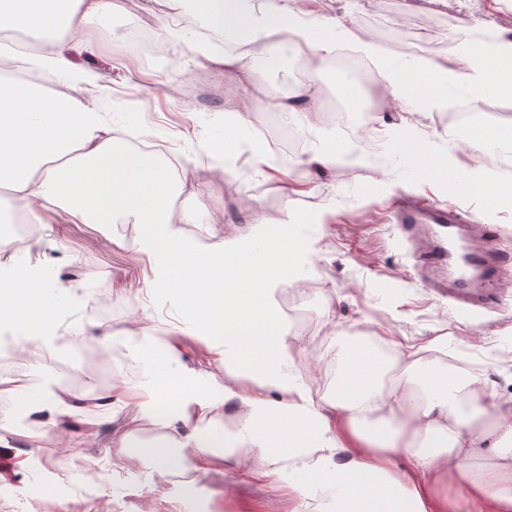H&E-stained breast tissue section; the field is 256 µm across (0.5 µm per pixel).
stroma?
Instances as JSON below:
<instances>
[{"instance_id":"stroma-1","label":"stroma","mask_w":512,"mask_h":512,"mask_svg":"<svg viewBox=\"0 0 512 512\" xmlns=\"http://www.w3.org/2000/svg\"><path fill=\"white\" fill-rule=\"evenodd\" d=\"M114 3L110 15L72 38L79 62L98 72L111 89L105 99L94 87L88 96L100 101L118 136L156 140L178 168L196 171V178L183 184L181 205L198 209L207 234L198 236L190 224L181 225V233L209 251L225 238L250 235L254 227L245 217L253 211L269 225L286 216L308 225L313 254L306 281L315 290L283 285L274 295L276 305L301 310L306 317L294 373L320 380L343 345L369 331L416 345L444 335L448 359L483 364V377L495 385L502 400L512 403V266L503 271L488 308L462 311L427 289L434 276L427 262L428 243L405 232L391 217L402 194L451 203L452 192L433 181L409 177L395 155L363 171L305 168L295 182L252 166L244 154L235 165H225L223 151L212 142L213 131L232 112L256 124L272 105V90L289 92L299 75L309 74L308 63L295 56L285 70L256 78L243 92L233 73L209 62V54H223L224 48L218 33H206L205 22L190 24L189 17L196 12L190 0L178 9L171 0ZM293 6L346 19L357 34L380 43L385 32L378 29L379 21L410 26L411 37L426 42V55L461 72L466 66L454 45L459 35L512 36V0H293ZM165 21L182 30L185 41L171 40L161 27ZM134 30L149 31L163 47V55L144 59L131 50L127 40ZM199 45L207 47V55L196 53ZM384 85L375 63L358 83L365 99L375 102L383 137L412 132L437 146H449L461 161L480 160L482 150L472 139L449 141L444 111L402 107L384 98ZM215 173L221 176L215 190L201 195L199 179ZM46 219L38 257L24 250L11 262L48 270L46 287L61 304L67 335L76 339L61 351L72 369H82L89 353L109 356L121 350L122 337L137 329L171 336L184 367L205 373L214 385L241 382V375L219 361L208 339L177 331V310L156 292L152 265L138 249L137 224H127L125 233L119 234L103 224H71L53 212ZM103 288L112 298V322L101 336L96 332L99 318L89 308ZM81 395L94 402L93 409L73 410L82 416V428L42 413L0 435L12 463L8 472L0 473V488L21 493L34 478L45 485L43 503L24 506L22 512H57L53 483L72 463L64 454L68 448L78 449L80 459L91 464L107 459L113 480L123 481L129 490L118 502V512H142L143 503L162 494L179 508L201 502L209 512H297L300 493L287 482L266 477L255 452L222 473L198 478L192 490L169 480L164 493H157L148 465L112 442L131 429L149 441L154 435H167V428L135 407L112 408L95 384H88Z\"/></svg>"}]
</instances>
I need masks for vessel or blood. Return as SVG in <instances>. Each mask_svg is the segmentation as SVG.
Returning <instances> with one entry per match:
<instances>
[{
    "label": "vessel or blood",
    "instance_id": "vessel-or-blood-1",
    "mask_svg": "<svg viewBox=\"0 0 512 512\" xmlns=\"http://www.w3.org/2000/svg\"><path fill=\"white\" fill-rule=\"evenodd\" d=\"M397 223L412 230L431 228L430 262L442 285L456 300L473 306L486 304L504 266L512 263V253L485 248L495 232L476 217H462L458 206L432 202L408 205L394 213Z\"/></svg>",
    "mask_w": 512,
    "mask_h": 512
}]
</instances>
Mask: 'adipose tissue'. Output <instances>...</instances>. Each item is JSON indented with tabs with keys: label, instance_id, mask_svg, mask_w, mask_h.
<instances>
[{
	"label": "adipose tissue",
	"instance_id": "ef3b65f1",
	"mask_svg": "<svg viewBox=\"0 0 512 512\" xmlns=\"http://www.w3.org/2000/svg\"><path fill=\"white\" fill-rule=\"evenodd\" d=\"M198 2L210 28L247 44V52L220 60L243 84L279 72L287 55L322 60L354 43L378 60L390 98L412 109H439L459 94L478 104L512 91V70L504 68L512 62L510 36L478 49L461 46L463 73L429 56L384 54L342 19L307 17L290 0ZM111 10L112 0H0V31L38 36L39 65L69 81L67 91L52 93L0 70V208L38 224L48 210L74 224L134 219L160 292L181 310L182 332L213 341L221 361L258 388L217 387L183 369L169 337H123L150 369L134 404L178 434L150 443L130 432L120 447L162 477L175 469L208 475L235 464L239 449H256L267 475L293 479L303 496L299 512H456L462 502L478 512H512V404L488 380L423 358L426 349L445 351L447 337H432L422 350L406 346L404 376L390 384L383 380L390 364L379 353L386 337L349 345L337 367L341 388L316 397L291 371L299 339L288 334L273 300L309 262L312 241L302 224L285 217L258 237L228 239L213 251L180 234L179 225L198 221L196 209L173 210L182 179L166 163L128 150L84 95L97 76L75 63L67 35ZM397 143L404 162L434 180L466 184L494 209L512 202V184L492 181L481 167H464L408 133ZM42 277L34 267L0 265V323L15 327L19 340L54 339L59 305L44 294ZM220 406L241 409L244 421L225 432L219 452L192 415ZM402 458L410 467L400 468Z\"/></svg>",
	"mask_w": 512,
	"mask_h": 512
}]
</instances>
